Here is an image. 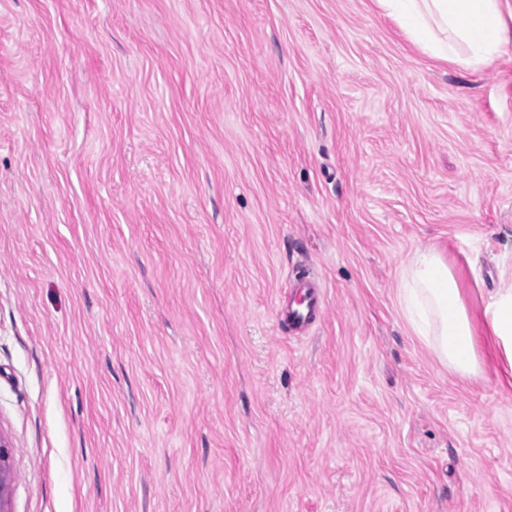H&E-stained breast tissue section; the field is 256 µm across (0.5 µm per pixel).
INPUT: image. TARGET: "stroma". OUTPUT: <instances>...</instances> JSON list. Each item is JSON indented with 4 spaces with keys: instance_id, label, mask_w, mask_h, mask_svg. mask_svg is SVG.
<instances>
[{
    "instance_id": "35a3bbf8",
    "label": "stroma",
    "mask_w": 512,
    "mask_h": 512,
    "mask_svg": "<svg viewBox=\"0 0 512 512\" xmlns=\"http://www.w3.org/2000/svg\"><path fill=\"white\" fill-rule=\"evenodd\" d=\"M512 273V39L377 0H0L9 512H512V386L398 301ZM322 289L307 333L278 309ZM377 1L413 43L441 58L460 60L464 46L469 63L482 64L499 54L506 40L501 0ZM400 307L414 332L449 369L475 371V327L456 277L432 249L417 250L408 260L398 293Z\"/></svg>"
}]
</instances>
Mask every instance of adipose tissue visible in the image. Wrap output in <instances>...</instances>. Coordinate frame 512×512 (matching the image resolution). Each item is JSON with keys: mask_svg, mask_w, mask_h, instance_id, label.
<instances>
[{"mask_svg": "<svg viewBox=\"0 0 512 512\" xmlns=\"http://www.w3.org/2000/svg\"><path fill=\"white\" fill-rule=\"evenodd\" d=\"M409 39L435 56L458 59L467 48L470 61L481 64L501 51L507 24L501 0H378ZM400 307L414 332L449 369L475 371V327L456 277L442 256L417 250L408 260L398 293ZM495 354L508 366L512 383V278L502 280L483 310Z\"/></svg>", "mask_w": 512, "mask_h": 512, "instance_id": "adipose-tissue-1", "label": "adipose tissue"}]
</instances>
